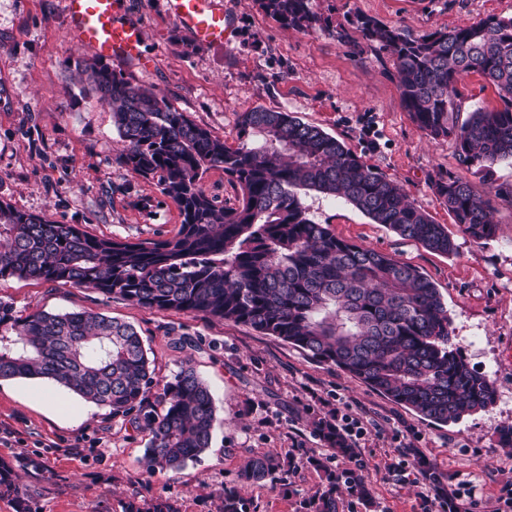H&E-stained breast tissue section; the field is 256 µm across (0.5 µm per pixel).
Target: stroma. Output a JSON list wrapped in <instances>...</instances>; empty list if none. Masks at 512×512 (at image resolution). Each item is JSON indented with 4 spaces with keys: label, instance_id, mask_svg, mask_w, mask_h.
Instances as JSON below:
<instances>
[{
    "label": "stroma",
    "instance_id": "35a3bbf8",
    "mask_svg": "<svg viewBox=\"0 0 512 512\" xmlns=\"http://www.w3.org/2000/svg\"><path fill=\"white\" fill-rule=\"evenodd\" d=\"M229 20L224 44L202 45L183 31L169 0H118L123 22L142 33L148 68L119 65L198 125L237 145L242 113L284 111L343 141L400 183L411 201L447 225L452 255L402 238L339 198L303 194L309 217L337 237L414 265L439 289L453 341L470 368L494 381L496 401L457 423L438 425L372 390L349 373L310 359L251 327L149 311L84 287L8 279L0 301L19 316L37 310H88L132 324L141 335L154 386L192 366L209 386L216 423L209 448L177 471L151 474L143 456L151 435L130 419L84 402L41 379H0V462L28 491L29 512H124L161 497L178 512H218V494L240 489L251 512H299L325 470L342 471L316 423L334 409L363 420L358 455L369 496L340 491V512H438L437 487L462 494L461 508L498 512L512 484V450L497 443L512 424V206L500 204L495 238L473 242L435 194L437 175L462 173L479 189L512 184V163L491 175L463 169L452 139L427 137L401 104L390 63L370 51L353 56L336 39L354 14L417 35L488 16L512 17V0H312L327 27L298 32L268 16L257 0H217ZM67 0H0V198L96 236L136 241L176 231V205L119 160L112 113L82 93L77 67L96 54L74 44ZM276 454L272 477L243 484L255 455ZM325 467L317 469L313 459Z\"/></svg>",
    "mask_w": 512,
    "mask_h": 512
}]
</instances>
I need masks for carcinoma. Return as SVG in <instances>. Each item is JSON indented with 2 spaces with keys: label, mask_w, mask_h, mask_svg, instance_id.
<instances>
[{
  "label": "carcinoma",
  "mask_w": 512,
  "mask_h": 512,
  "mask_svg": "<svg viewBox=\"0 0 512 512\" xmlns=\"http://www.w3.org/2000/svg\"><path fill=\"white\" fill-rule=\"evenodd\" d=\"M312 0H259L278 23L301 32L322 26ZM355 35L336 31L356 53L392 62L403 108L432 138H451L461 164L489 170L512 162V17L416 36L355 15ZM477 73L501 107L465 112L458 84ZM87 91L112 111L124 147L121 163L151 181L178 208L170 236L132 242L99 238L73 224L28 214L0 200V280H40L96 289L138 307L204 315L247 325L300 349L436 424L457 423L491 406L493 381L473 371L453 342L448 309L435 284L410 263L336 237L307 215L300 192L340 198L396 234L443 254L457 250L448 228L408 199L336 137L288 112L256 109L239 120L229 146L164 97L94 61ZM224 171L234 197L216 204L202 179ZM453 223L475 242L495 237L496 201L512 205V185L478 191L465 177L434 180ZM0 379H45L112 417L142 419L151 432L148 472L174 471L205 452L216 419L209 387L190 366L163 385L161 409L144 412L153 371L134 326L89 311L38 310L24 318L0 301ZM317 430L336 455L352 448L329 420ZM323 468L322 489L302 512H340L339 475ZM279 468L271 453L251 457L240 473L260 482ZM368 495L365 476L344 474ZM22 502L13 471L0 463V496ZM220 512H250L224 489Z\"/></svg>",
  "instance_id": "obj_1"
}]
</instances>
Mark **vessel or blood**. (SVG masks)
Listing matches in <instances>:
<instances>
[{
    "label": "vessel or blood",
    "mask_w": 512,
    "mask_h": 512,
    "mask_svg": "<svg viewBox=\"0 0 512 512\" xmlns=\"http://www.w3.org/2000/svg\"><path fill=\"white\" fill-rule=\"evenodd\" d=\"M169 4L175 20L196 42L226 41L229 24L214 0H169ZM68 13L76 44L115 63L140 60V33L120 20L116 0H68Z\"/></svg>",
    "instance_id": "vessel-or-blood-1"
}]
</instances>
